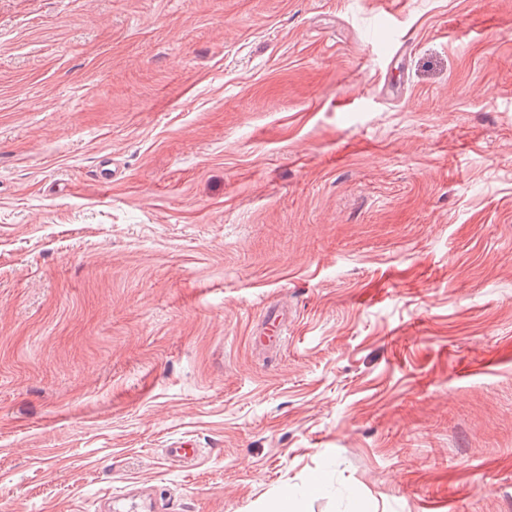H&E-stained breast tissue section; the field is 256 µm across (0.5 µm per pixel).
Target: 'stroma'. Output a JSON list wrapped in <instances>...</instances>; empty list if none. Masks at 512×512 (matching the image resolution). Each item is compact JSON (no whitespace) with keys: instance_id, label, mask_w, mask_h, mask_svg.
<instances>
[{"instance_id":"35a3bbf8","label":"stroma","mask_w":512,"mask_h":512,"mask_svg":"<svg viewBox=\"0 0 512 512\" xmlns=\"http://www.w3.org/2000/svg\"><path fill=\"white\" fill-rule=\"evenodd\" d=\"M138 488L512 512V0H0V512Z\"/></svg>"}]
</instances>
